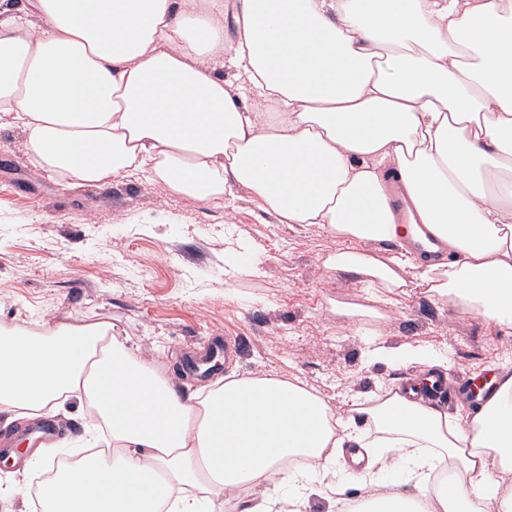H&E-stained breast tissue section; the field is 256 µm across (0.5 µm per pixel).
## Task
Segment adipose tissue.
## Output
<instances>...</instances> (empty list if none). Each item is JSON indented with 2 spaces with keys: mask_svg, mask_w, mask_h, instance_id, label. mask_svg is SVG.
<instances>
[{
  "mask_svg": "<svg viewBox=\"0 0 512 512\" xmlns=\"http://www.w3.org/2000/svg\"><path fill=\"white\" fill-rule=\"evenodd\" d=\"M0 114L60 182L239 187L283 224L434 236L454 259L422 282L512 328V0H0ZM329 264L392 290L413 260ZM493 383L479 416L400 387L337 416L283 378L181 390L107 322L0 325V418L74 400L112 443L46 451L43 512H306L354 486L386 512H512V372Z\"/></svg>",
  "mask_w": 512,
  "mask_h": 512,
  "instance_id": "1",
  "label": "adipose tissue"
}]
</instances>
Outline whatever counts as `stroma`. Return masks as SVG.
I'll use <instances>...</instances> for the list:
<instances>
[{
    "instance_id": "1",
    "label": "stroma",
    "mask_w": 512,
    "mask_h": 512,
    "mask_svg": "<svg viewBox=\"0 0 512 512\" xmlns=\"http://www.w3.org/2000/svg\"><path fill=\"white\" fill-rule=\"evenodd\" d=\"M232 212L200 207L132 176L108 186L36 174L18 129L0 130V325L42 333L111 323L183 389L216 377H295L348 412L417 365L372 361L377 346H420L448 358L447 383L512 369L505 329L430 292L417 269L380 301L360 278L327 267L344 250L395 254L388 242L337 238L318 224H281L235 193ZM244 245L249 272L226 282L224 250ZM238 342L213 372L197 371L216 337ZM43 470L0 468V512H41L25 500Z\"/></svg>"
}]
</instances>
